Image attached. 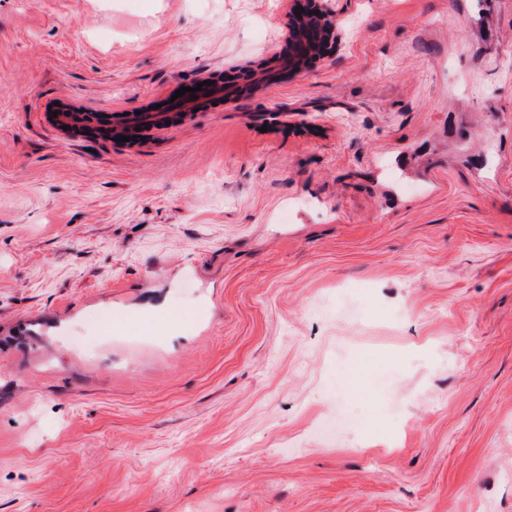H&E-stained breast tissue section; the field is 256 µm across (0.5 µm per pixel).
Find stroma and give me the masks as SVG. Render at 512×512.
<instances>
[{"label":"stroma","mask_w":512,"mask_h":512,"mask_svg":"<svg viewBox=\"0 0 512 512\" xmlns=\"http://www.w3.org/2000/svg\"><path fill=\"white\" fill-rule=\"evenodd\" d=\"M312 3L0 0V512H512V0ZM304 59L306 61L304 65H301L300 68H293L291 54L288 52L280 57L277 68H273L272 70V67L260 68L259 70H255V72H249L245 78L242 79V82L236 84L234 87L227 85V83L219 79L196 81L185 87L196 88L197 84L203 81H214V84L202 86V91H196L194 93L186 92L183 96L175 99L173 103L169 102L165 108L155 112H159L160 115L166 117V120H170L171 122H181L188 116V112H194V109L198 110L218 97H223L224 95H238L242 93L243 89L254 90L262 86L263 83L267 84L273 82L269 78V74L273 71L285 70L296 74L302 72L309 64L308 57L305 56ZM192 95L198 96V99L193 100ZM57 114L64 119L60 122L61 129L69 135H82L87 137L100 136L99 131L95 126L85 123H74L63 116L64 112H84L82 108H79L71 103L61 101L59 106H56ZM63 126L70 127V130H64ZM83 132H89V135H83Z\"/></svg>","instance_id":"obj_1"}]
</instances>
